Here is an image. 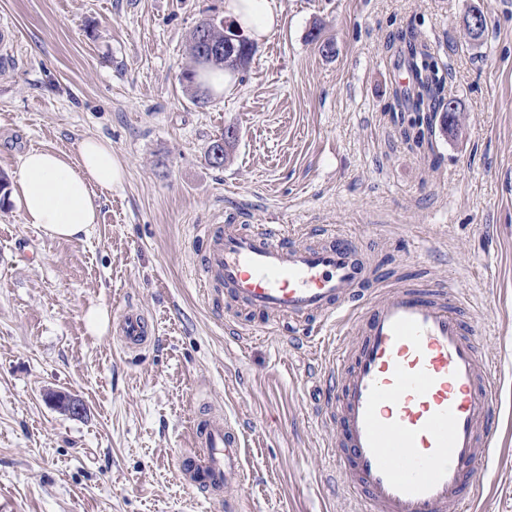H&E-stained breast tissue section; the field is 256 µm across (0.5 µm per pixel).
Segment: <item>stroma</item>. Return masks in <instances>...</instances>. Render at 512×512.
<instances>
[{
	"instance_id": "35a3bbf8",
	"label": "stroma",
	"mask_w": 512,
	"mask_h": 512,
	"mask_svg": "<svg viewBox=\"0 0 512 512\" xmlns=\"http://www.w3.org/2000/svg\"><path fill=\"white\" fill-rule=\"evenodd\" d=\"M277 0L249 66L195 107L179 82L187 38L224 0H0V173L32 149L76 156L111 141L125 169L89 235L54 240L0 206V503L11 512H222L177 461L202 404L242 433L239 512H352L322 461L314 409L326 354L301 336H248L199 286L204 224L336 225L359 235L386 287L471 291L500 379L497 446L472 512H512V0ZM335 44L324 55L313 29ZM412 32L445 74L460 126L430 145L391 111L409 77L391 38ZM223 168L204 150L224 128ZM420 250L423 267H404ZM141 309L154 341L124 350ZM110 324L91 332L86 314ZM79 399L80 415L46 399ZM117 327L127 350H141L152 341L148 317L138 308L129 307L123 310L118 317Z\"/></svg>"
}]
</instances>
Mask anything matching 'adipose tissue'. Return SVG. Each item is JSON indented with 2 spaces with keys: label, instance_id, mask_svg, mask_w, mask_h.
<instances>
[{
  "label": "adipose tissue",
  "instance_id": "adipose-tissue-1",
  "mask_svg": "<svg viewBox=\"0 0 512 512\" xmlns=\"http://www.w3.org/2000/svg\"><path fill=\"white\" fill-rule=\"evenodd\" d=\"M225 15L252 40H262L278 25L276 0H224ZM124 169L110 141L84 138L76 156L32 150L21 159L13 200L25 223L53 239L73 240L97 223L100 195L119 186Z\"/></svg>",
  "mask_w": 512,
  "mask_h": 512
}]
</instances>
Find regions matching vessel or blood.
Listing matches in <instances>:
<instances>
[{
  "instance_id": "b4317fda",
  "label": "vessel or blood",
  "mask_w": 512,
  "mask_h": 512,
  "mask_svg": "<svg viewBox=\"0 0 512 512\" xmlns=\"http://www.w3.org/2000/svg\"><path fill=\"white\" fill-rule=\"evenodd\" d=\"M205 294L231 316L249 313L257 334L300 329L332 337L352 329L355 348L334 345L321 371L318 419L356 512H467L476 471L496 444L499 385L464 315L468 295L437 282L378 294L381 276L352 234L324 225L310 235L283 224L204 227ZM117 326L126 349L150 345L147 315L127 308ZM186 486L237 512L241 441L228 413L194 422L179 462Z\"/></svg>"
}]
</instances>
